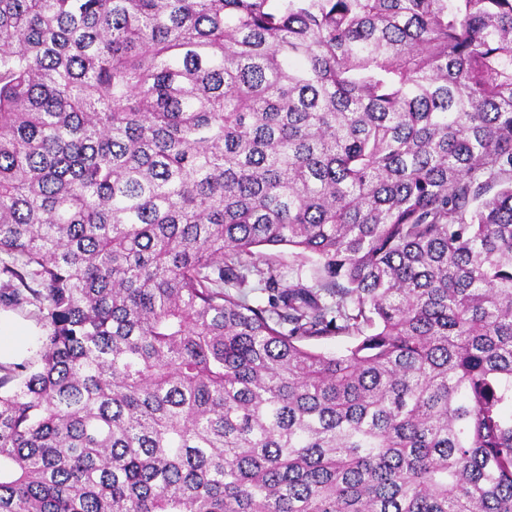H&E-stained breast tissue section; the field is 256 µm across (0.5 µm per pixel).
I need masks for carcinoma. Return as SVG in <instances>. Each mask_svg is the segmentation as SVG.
Returning <instances> with one entry per match:
<instances>
[{
	"label": "carcinoma",
	"mask_w": 512,
	"mask_h": 512,
	"mask_svg": "<svg viewBox=\"0 0 512 512\" xmlns=\"http://www.w3.org/2000/svg\"><path fill=\"white\" fill-rule=\"evenodd\" d=\"M0 273V512H512V0H0ZM262 252L267 258L275 261L285 275L283 284L296 282L298 277H301L304 283L311 284L314 264L311 259L300 254V250L282 247L262 249ZM11 312L44 330L43 323L37 316V308L34 306L25 304L24 307L15 308ZM11 312L0 310V362L17 360L8 363H21L36 356L41 344V336L36 328L26 325L14 317ZM36 336H39L37 345ZM35 345L36 347L29 353Z\"/></svg>",
	"instance_id": "obj_1"
}]
</instances>
